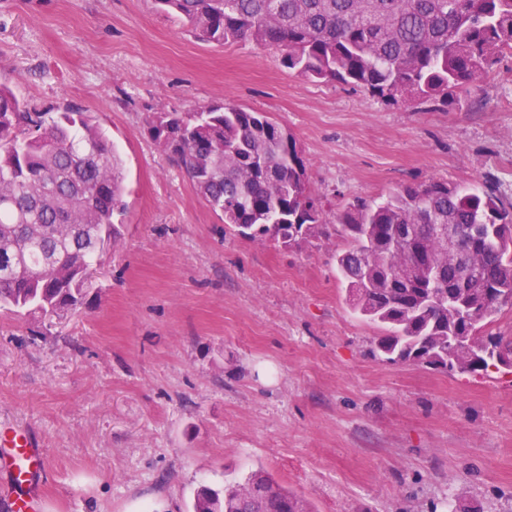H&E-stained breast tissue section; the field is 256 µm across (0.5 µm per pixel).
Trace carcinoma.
<instances>
[{"label":"carcinoma","instance_id":"1","mask_svg":"<svg viewBox=\"0 0 512 512\" xmlns=\"http://www.w3.org/2000/svg\"><path fill=\"white\" fill-rule=\"evenodd\" d=\"M200 40L281 52L312 81L357 87L423 111L467 95L512 54V0H154ZM155 144L224 219V232L290 248L323 233V205L293 136L260 112L216 103L146 119ZM122 163L94 117L52 116L0 79V307L58 314L81 302L120 236ZM336 268L351 312L382 329L381 361L450 374L501 370L512 338L490 330L512 309V200L432 180L336 213ZM471 230L451 254L444 226ZM260 484L259 501L249 489ZM218 494L197 492L193 512ZM224 512H315L264 470L224 487Z\"/></svg>","mask_w":512,"mask_h":512}]
</instances>
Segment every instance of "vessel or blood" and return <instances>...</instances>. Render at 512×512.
<instances>
[{
	"mask_svg": "<svg viewBox=\"0 0 512 512\" xmlns=\"http://www.w3.org/2000/svg\"><path fill=\"white\" fill-rule=\"evenodd\" d=\"M43 466L44 450L35 436L0 428V477L12 488L6 500L8 512H32L40 495L38 478Z\"/></svg>",
	"mask_w": 512,
	"mask_h": 512,
	"instance_id": "obj_1",
	"label": "vessel or blood"
}]
</instances>
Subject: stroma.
<instances>
[{
  "mask_svg": "<svg viewBox=\"0 0 512 512\" xmlns=\"http://www.w3.org/2000/svg\"><path fill=\"white\" fill-rule=\"evenodd\" d=\"M1 77L37 109L92 112L124 160L121 235L81 304L0 308V426L45 450L39 512H192L258 469L315 512H512V373L382 362L335 262L354 198L488 179L512 198V56L421 112L201 41L153 0H0ZM222 100L291 133L325 237L225 233L146 131Z\"/></svg>",
  "mask_w": 512,
  "mask_h": 512,
  "instance_id": "35a3bbf8",
  "label": "stroma"
}]
</instances>
